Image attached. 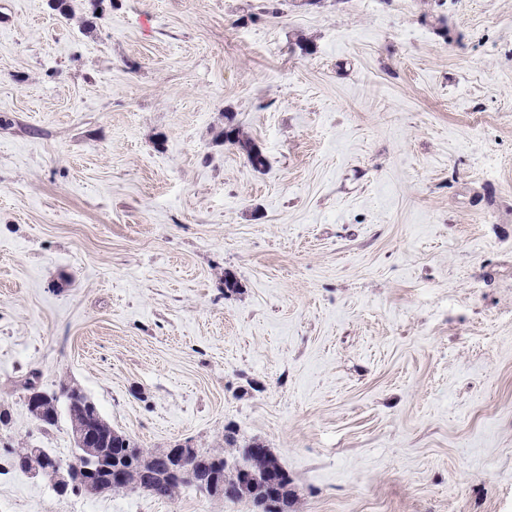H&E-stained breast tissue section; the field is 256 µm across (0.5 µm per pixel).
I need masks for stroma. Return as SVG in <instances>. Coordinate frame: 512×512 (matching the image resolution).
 <instances>
[{
  "instance_id": "obj_1",
  "label": "stroma",
  "mask_w": 512,
  "mask_h": 512,
  "mask_svg": "<svg viewBox=\"0 0 512 512\" xmlns=\"http://www.w3.org/2000/svg\"><path fill=\"white\" fill-rule=\"evenodd\" d=\"M70 4L0 0V458H69L26 397L74 384L298 512H512V0ZM0 512L252 507L6 467ZM224 140L236 146L247 158L250 165L256 170L266 167V158L256 146L254 140L239 127L228 126L224 128Z\"/></svg>"
}]
</instances>
